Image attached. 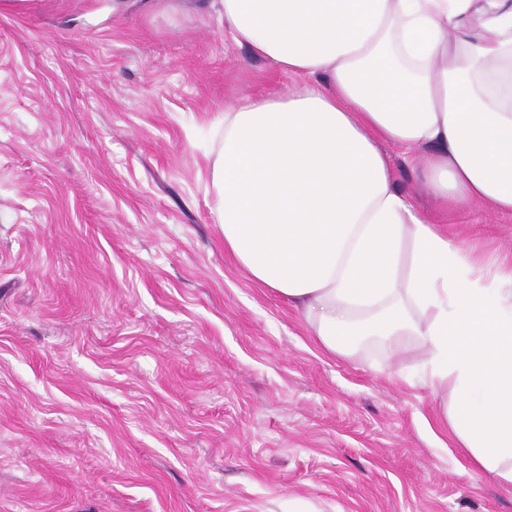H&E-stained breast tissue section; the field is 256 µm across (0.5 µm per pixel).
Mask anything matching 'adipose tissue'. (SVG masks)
<instances>
[{
    "label": "adipose tissue",
    "instance_id": "adipose-tissue-1",
    "mask_svg": "<svg viewBox=\"0 0 512 512\" xmlns=\"http://www.w3.org/2000/svg\"><path fill=\"white\" fill-rule=\"evenodd\" d=\"M224 36L304 84L224 112V251L321 349L410 337L477 472L512 486V262L490 267L395 183L512 214V0H220Z\"/></svg>",
    "mask_w": 512,
    "mask_h": 512
}]
</instances>
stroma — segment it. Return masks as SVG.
<instances>
[{
    "label": "stroma",
    "instance_id": "stroma-1",
    "mask_svg": "<svg viewBox=\"0 0 512 512\" xmlns=\"http://www.w3.org/2000/svg\"><path fill=\"white\" fill-rule=\"evenodd\" d=\"M219 0H0V512H512L416 343L317 346L224 253V109L301 82ZM399 190L512 255V216Z\"/></svg>",
    "mask_w": 512,
    "mask_h": 512
}]
</instances>
